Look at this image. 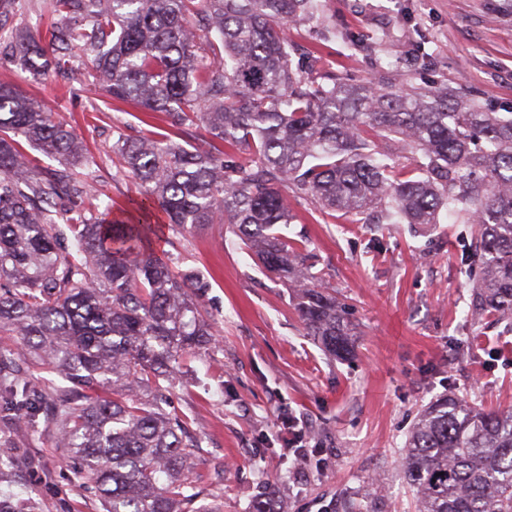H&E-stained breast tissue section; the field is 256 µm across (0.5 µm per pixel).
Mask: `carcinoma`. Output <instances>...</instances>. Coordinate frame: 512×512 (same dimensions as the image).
<instances>
[{
	"label": "carcinoma",
	"mask_w": 512,
	"mask_h": 512,
	"mask_svg": "<svg viewBox=\"0 0 512 512\" xmlns=\"http://www.w3.org/2000/svg\"><path fill=\"white\" fill-rule=\"evenodd\" d=\"M318 0H50L61 24L49 42L0 35V53L33 81L66 78L79 51L88 84L112 100L203 125L204 144L116 133L114 151L139 184L132 222L86 205L84 138L55 112L0 84V333L62 384L37 391L19 353L0 345V421L58 431L79 459L75 479L103 512H204L184 475L202 447L189 418L165 410L187 356L214 341L192 296L209 281L148 246L162 214L173 229L228 224L270 274L298 289L306 334L350 353L352 328L306 265L282 188L323 211L388 224L474 226L468 266L474 307L512 319V112H487L446 88L347 83L294 68L278 25ZM382 132L398 137L417 176L393 174ZM28 145L60 169L33 174ZM248 155L243 161L238 152ZM419 512H512V410L455 395L419 416L401 466ZM0 512H27L0 493Z\"/></svg>",
	"instance_id": "carcinoma-1"
}]
</instances>
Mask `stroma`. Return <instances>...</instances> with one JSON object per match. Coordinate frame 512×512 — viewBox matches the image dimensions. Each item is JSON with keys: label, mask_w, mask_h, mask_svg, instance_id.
Returning a JSON list of instances; mask_svg holds the SVG:
<instances>
[{"label": "stroma", "mask_w": 512, "mask_h": 512, "mask_svg": "<svg viewBox=\"0 0 512 512\" xmlns=\"http://www.w3.org/2000/svg\"><path fill=\"white\" fill-rule=\"evenodd\" d=\"M293 65L340 80L376 77L396 87L436 83L497 112H512V0H324L312 19L283 27ZM0 83L20 87L72 122L94 157L88 207L129 209L134 179L114 163V129L203 139L176 132L163 115L117 104L82 77L37 84L0 60ZM287 228L321 284L348 314L350 355L328 354L307 336L287 284L250 257L228 226L196 233L163 228L161 246L211 286L195 302L215 324L211 347L189 356L170 407L203 438L188 475L206 512H252L277 495L282 512H417L400 475L406 439L420 412L455 394L486 409L512 408V330L472 312L464 265L471 231L440 222L421 231L355 224L289 197ZM306 435L286 445L276 421ZM14 462L0 491L22 492L36 512H103L74 484L53 429L0 431Z\"/></svg>", "instance_id": "1"}]
</instances>
